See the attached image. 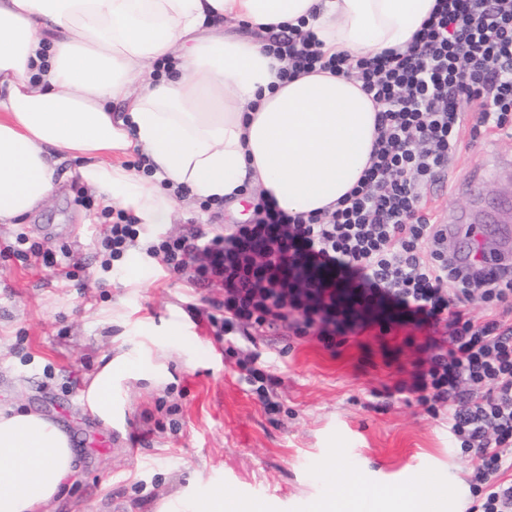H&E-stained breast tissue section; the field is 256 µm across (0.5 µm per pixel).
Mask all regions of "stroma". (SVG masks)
I'll list each match as a JSON object with an SVG mask.
<instances>
[{"instance_id":"obj_1","label":"stroma","mask_w":512,"mask_h":512,"mask_svg":"<svg viewBox=\"0 0 512 512\" xmlns=\"http://www.w3.org/2000/svg\"><path fill=\"white\" fill-rule=\"evenodd\" d=\"M512 160V135L491 131L464 138L444 180L430 187L433 212L466 218L477 202L499 200L487 172ZM79 159L61 156L59 192L17 224H0V251L17 233L74 264L64 282L35 259L0 255V404L30 407L62 423L79 450L78 471L45 512H193L214 489L247 512H313L328 495L348 494L355 480L382 492L425 486L455 489L449 512H466L473 496L471 461L451 445L445 422L414 405L385 411L363 406L366 392L410 377L416 349L400 366L385 368L364 351L371 333L348 336L328 351L284 330L267 334L266 353L283 384L279 412L267 413L239 379L224 340L193 308L223 299L220 288L201 290L162 269L138 249L111 270L101 268L94 239L103 205L78 176ZM206 229L236 218L226 206L204 208L181 196L161 233H184L201 214ZM116 310L120 320L106 322ZM161 355L166 378L121 382L112 427L81 410L88 376L103 356L143 348ZM339 455L340 472L324 468Z\"/></svg>"}]
</instances>
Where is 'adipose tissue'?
Instances as JSON below:
<instances>
[{"label":"adipose tissue","instance_id":"adipose-tissue-1","mask_svg":"<svg viewBox=\"0 0 512 512\" xmlns=\"http://www.w3.org/2000/svg\"><path fill=\"white\" fill-rule=\"evenodd\" d=\"M436 0H0V223L54 195L55 156L139 223L172 221L177 187L237 203L257 189L291 214L334 209L363 175L376 108L359 81L328 73L282 80L265 37L311 31L327 54L403 50ZM247 25L251 36L225 33ZM121 113H113V104ZM140 151L153 174L119 163ZM107 360L82 400L103 425L117 383ZM66 429L0 407V512H41L76 472Z\"/></svg>","mask_w":512,"mask_h":512}]
</instances>
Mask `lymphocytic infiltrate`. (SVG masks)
<instances>
[{"label":"lymphocytic infiltrate","mask_w":512,"mask_h":512,"mask_svg":"<svg viewBox=\"0 0 512 512\" xmlns=\"http://www.w3.org/2000/svg\"><path fill=\"white\" fill-rule=\"evenodd\" d=\"M268 50L286 60L282 78L327 70L371 95L378 136L362 180L332 212L291 215L262 198L254 223L164 234L146 254L194 287L223 288L208 320L271 413L281 379L263 359L264 330L281 326L328 349L369 328L423 332V342L404 339L420 353L409 380L370 389L366 406L397 400L446 421L475 463L469 512H512V264L449 251L427 207L463 137L512 129V0H437L410 46L373 57L325 55L313 33L294 28ZM144 232L121 213L99 244L118 260ZM476 298L479 317L467 308ZM403 346H382L385 364Z\"/></svg>","instance_id":"1"}]
</instances>
